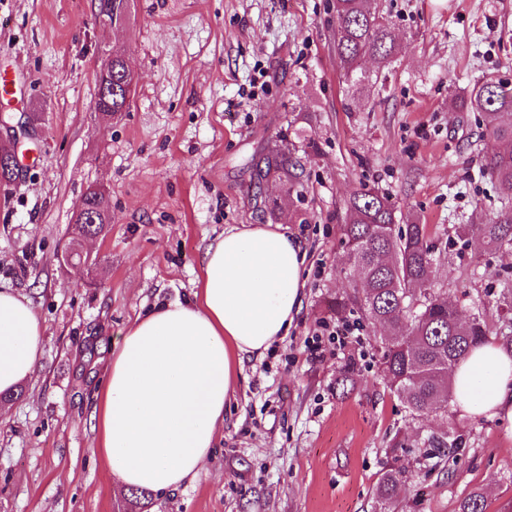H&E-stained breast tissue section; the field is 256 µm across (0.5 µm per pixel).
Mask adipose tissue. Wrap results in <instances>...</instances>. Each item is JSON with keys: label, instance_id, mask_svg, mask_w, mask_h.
Returning <instances> with one entry per match:
<instances>
[{"label": "adipose tissue", "instance_id": "obj_1", "mask_svg": "<svg viewBox=\"0 0 512 512\" xmlns=\"http://www.w3.org/2000/svg\"><path fill=\"white\" fill-rule=\"evenodd\" d=\"M306 256L299 239L271 225L229 228L205 250L193 299L154 304L124 330L97 408L96 450L117 491L169 492L198 476L244 360L263 356L293 325ZM44 340L35 310L0 290V396L36 375ZM452 383L463 414L512 423V345L474 349Z\"/></svg>", "mask_w": 512, "mask_h": 512}]
</instances>
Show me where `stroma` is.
I'll return each mask as SVG.
<instances>
[{"label": "stroma", "instance_id": "obj_1", "mask_svg": "<svg viewBox=\"0 0 512 512\" xmlns=\"http://www.w3.org/2000/svg\"><path fill=\"white\" fill-rule=\"evenodd\" d=\"M402 45L374 80L348 90L334 48V0H134L119 28L95 0H0V147L20 168L0 188V289L45 325L36 378L0 417V512H125L95 451L97 390L114 346L155 302L198 290L201 259L224 229L277 224L304 243L301 309L288 337L243 364L224 430L198 477L148 497L147 512H374L380 477L399 465L393 512H456L481 491L512 512V424L447 411L412 418L379 369L382 331L327 302L351 290L340 228L369 186L442 241L436 285L491 336L512 331L496 302L512 250L457 239L503 202L481 159L496 147L465 105L473 86H512V0H374ZM134 76L129 108L94 109L107 53ZM306 127L315 148L296 144ZM295 143L303 178L250 189L253 165ZM112 222L87 248L94 274L60 251L89 186ZM276 203L268 212V203ZM355 323L345 350L310 344L323 325ZM97 349L88 352V338ZM350 368L353 386L336 379ZM455 429L445 466L421 464L423 441Z\"/></svg>", "mask_w": 512, "mask_h": 512}]
</instances>
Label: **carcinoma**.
Instances as JSON below:
<instances>
[{"label":"carcinoma","mask_w":512,"mask_h":512,"mask_svg":"<svg viewBox=\"0 0 512 512\" xmlns=\"http://www.w3.org/2000/svg\"><path fill=\"white\" fill-rule=\"evenodd\" d=\"M131 0H97L98 16L120 27L125 23ZM336 55L343 64L345 80L360 86L359 62L366 56L387 66L399 52L394 28L387 16L369 6V0H336ZM112 112L130 105L132 78L122 55L112 57ZM467 108L483 115L484 134L498 142V149L484 158L504 207L478 226L453 227L459 239L475 232L485 249L512 248V88L494 82L473 87ZM274 175L294 187L301 173L281 149L256 167L251 188L262 191ZM348 260L360 273V285L336 297L330 311L340 315L355 306L373 324L382 326L381 369L386 387L414 418L448 410L453 398L451 377L458 363L478 344L487 340V323L475 314L468 326L457 321L448 292L432 287L435 245L425 224L400 226V217L388 198L367 187L347 203V218L341 227ZM430 456L440 459L458 450L462 438L431 435L424 441ZM398 473H385L376 487L381 508L390 506L398 487ZM457 512H486L485 498L473 491L458 504Z\"/></svg>","instance_id":"cac0c4a2"}]
</instances>
